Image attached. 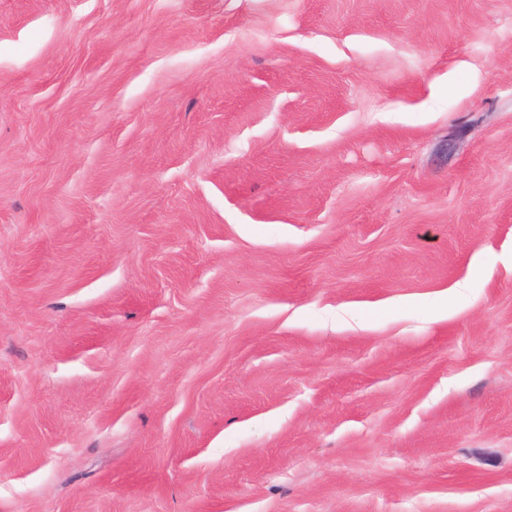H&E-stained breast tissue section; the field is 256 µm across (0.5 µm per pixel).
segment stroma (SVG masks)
<instances>
[{"label":"stroma","instance_id":"stroma-1","mask_svg":"<svg viewBox=\"0 0 512 512\" xmlns=\"http://www.w3.org/2000/svg\"><path fill=\"white\" fill-rule=\"evenodd\" d=\"M0 512H512V0H0Z\"/></svg>","mask_w":512,"mask_h":512}]
</instances>
